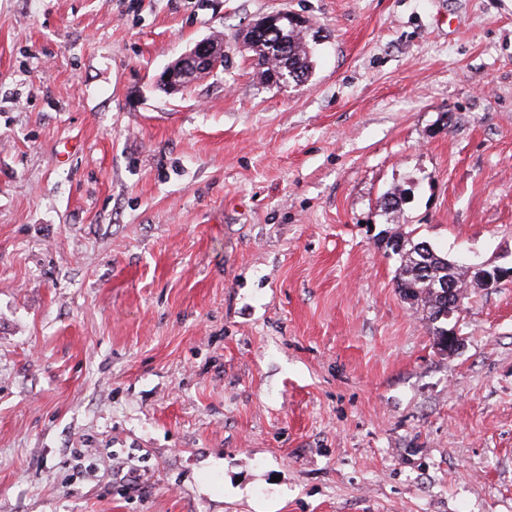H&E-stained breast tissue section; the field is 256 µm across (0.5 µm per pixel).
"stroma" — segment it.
Wrapping results in <instances>:
<instances>
[{
  "instance_id": "1",
  "label": "stroma",
  "mask_w": 512,
  "mask_h": 512,
  "mask_svg": "<svg viewBox=\"0 0 512 512\" xmlns=\"http://www.w3.org/2000/svg\"><path fill=\"white\" fill-rule=\"evenodd\" d=\"M406 233L512 267V0H0V512H512V280L440 350ZM308 21L302 25L280 22L263 34L254 25L244 37L251 65L267 83L300 84L308 80L313 69V49L308 41ZM218 39L216 41L219 47L217 52H224V36L221 33L214 36ZM214 37H206L196 42L194 46L182 53L170 66H168L162 75L159 77V87L167 91H176L180 88L181 80L190 71L210 73L214 72L220 67V63L213 56V51L210 47ZM168 76V80H165ZM192 80H186L181 84L182 88L189 86Z\"/></svg>"
}]
</instances>
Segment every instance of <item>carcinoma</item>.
<instances>
[{"instance_id": "carcinoma-1", "label": "carcinoma", "mask_w": 512, "mask_h": 512, "mask_svg": "<svg viewBox=\"0 0 512 512\" xmlns=\"http://www.w3.org/2000/svg\"><path fill=\"white\" fill-rule=\"evenodd\" d=\"M307 34V24L293 25L288 21L278 23L263 34L248 30L244 46L249 52L252 67L267 83L283 85L290 82L297 85L307 81L313 69V49ZM404 203L403 192L394 190L384 195L382 208L387 213H399ZM402 241L403 248L397 252L396 288L426 312L432 322L442 305L437 283L443 280L462 281L463 268L452 265L448 256L436 249L422 266L417 261L416 250L422 240L408 236Z\"/></svg>"}]
</instances>
